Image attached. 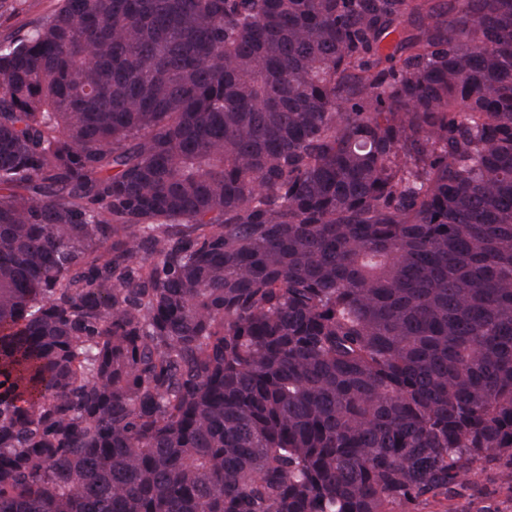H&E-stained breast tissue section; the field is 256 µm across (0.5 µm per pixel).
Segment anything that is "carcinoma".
<instances>
[{"mask_svg":"<svg viewBox=\"0 0 512 512\" xmlns=\"http://www.w3.org/2000/svg\"><path fill=\"white\" fill-rule=\"evenodd\" d=\"M512 490V0H57L0 40V512Z\"/></svg>","mask_w":512,"mask_h":512,"instance_id":"carcinoma-1","label":"carcinoma"}]
</instances>
